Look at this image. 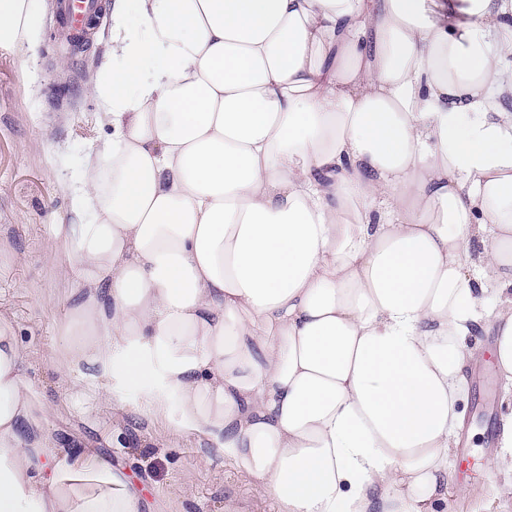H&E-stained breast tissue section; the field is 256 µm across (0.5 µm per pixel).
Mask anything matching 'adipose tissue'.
<instances>
[{"mask_svg":"<svg viewBox=\"0 0 512 512\" xmlns=\"http://www.w3.org/2000/svg\"><path fill=\"white\" fill-rule=\"evenodd\" d=\"M43 0H0V46ZM112 135L47 251L55 368L136 391L280 512H437L481 326L512 386V0H112ZM0 318V512H140L56 447Z\"/></svg>","mask_w":512,"mask_h":512,"instance_id":"adipose-tissue-1","label":"adipose tissue"}]
</instances>
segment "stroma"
Here are the masks:
<instances>
[{
	"mask_svg": "<svg viewBox=\"0 0 512 512\" xmlns=\"http://www.w3.org/2000/svg\"><path fill=\"white\" fill-rule=\"evenodd\" d=\"M39 26L33 48L0 47V317L24 344L25 375L37 402L49 407L43 422L61 447L94 448L120 463L143 492V512H280L261 482L214 457L209 442L179 428L175 416L136 422L128 412L138 402L132 391L120 410L99 400L109 381L78 373L58 379L54 355L68 302L45 246L54 225L69 220L61 182L110 135L95 120L88 82L107 60L112 19L102 12L80 49L57 38L55 0H46ZM468 381L460 436L472 467L456 474L465 492L451 512H512V478L486 467L512 421V398L495 363Z\"/></svg>",
	"mask_w": 512,
	"mask_h": 512,
	"instance_id": "35a3bbf8",
	"label": "stroma"
}]
</instances>
